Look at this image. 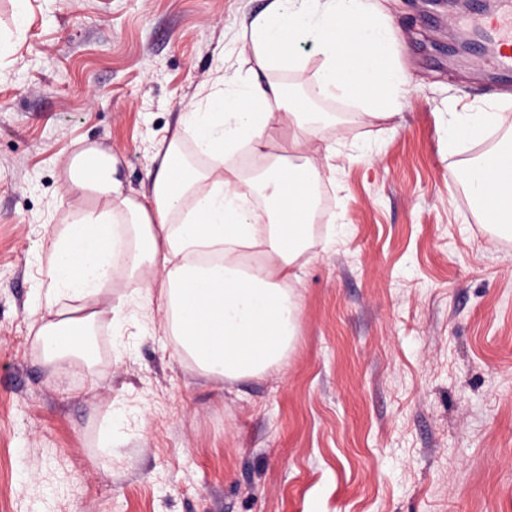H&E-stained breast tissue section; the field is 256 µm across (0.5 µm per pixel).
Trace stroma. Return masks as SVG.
Masks as SVG:
<instances>
[{"mask_svg":"<svg viewBox=\"0 0 512 512\" xmlns=\"http://www.w3.org/2000/svg\"><path fill=\"white\" fill-rule=\"evenodd\" d=\"M398 113L324 100L336 215L317 228L281 367L217 386L179 357L157 307L94 326L95 372L44 363L49 237L73 219L64 166L111 148L127 191L183 104L248 73L244 22L267 0H29L0 58V512H512V235L484 222L448 149L452 112L512 123L487 41L448 45L479 5L373 0ZM270 79L313 89V40Z\"/></svg>","mask_w":512,"mask_h":512,"instance_id":"35a3bbf8","label":"stroma"}]
</instances>
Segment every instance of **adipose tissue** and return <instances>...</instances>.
Returning <instances> with one entry per match:
<instances>
[{
	"instance_id": "ef3b65f1",
	"label": "adipose tissue",
	"mask_w": 512,
	"mask_h": 512,
	"mask_svg": "<svg viewBox=\"0 0 512 512\" xmlns=\"http://www.w3.org/2000/svg\"><path fill=\"white\" fill-rule=\"evenodd\" d=\"M342 42H335L337 20ZM314 37L325 58L316 85L321 97L365 102L367 114L387 119L398 104L403 74L389 64L391 45L366 0H268L244 25L242 47L260 68L293 65L295 48ZM224 91L207 107L184 105L180 130L156 147L158 165L148 192L134 196L115 176L111 150L74 151L65 166L64 193L93 199L72 223L53 233L44 266L45 306L31 328L45 362L62 370L89 327L108 315L101 297L117 275L134 284L131 305H158L170 320L179 355L217 380L257 376L283 361L298 329L296 285L312 246L317 189L319 120L307 117L281 84L224 77ZM288 129L284 155L266 142L274 126ZM492 130L491 146L464 161L475 200H512V124L497 112H452L448 146ZM191 133L207 163L186 161ZM248 146L260 171L242 178L225 163ZM262 198L264 214L253 201ZM73 307L59 310L60 300Z\"/></svg>"
}]
</instances>
